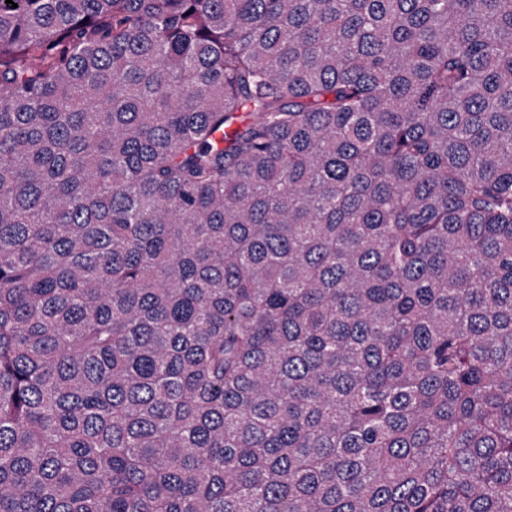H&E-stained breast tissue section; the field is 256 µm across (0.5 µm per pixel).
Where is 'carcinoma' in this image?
<instances>
[{
  "label": "carcinoma",
  "instance_id": "1",
  "mask_svg": "<svg viewBox=\"0 0 512 512\" xmlns=\"http://www.w3.org/2000/svg\"><path fill=\"white\" fill-rule=\"evenodd\" d=\"M0 0V512H512V0Z\"/></svg>",
  "mask_w": 512,
  "mask_h": 512
}]
</instances>
